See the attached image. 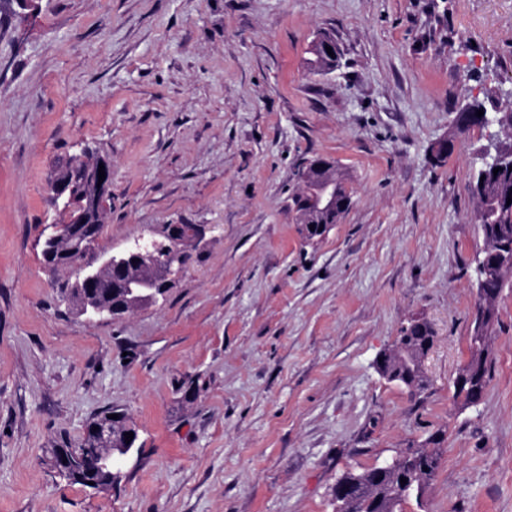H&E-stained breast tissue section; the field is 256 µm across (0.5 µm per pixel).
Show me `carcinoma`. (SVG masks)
I'll use <instances>...</instances> for the list:
<instances>
[{
  "label": "carcinoma",
  "instance_id": "1",
  "mask_svg": "<svg viewBox=\"0 0 512 512\" xmlns=\"http://www.w3.org/2000/svg\"><path fill=\"white\" fill-rule=\"evenodd\" d=\"M306 59L308 69L321 73L332 69V59L322 55L316 42H311ZM486 110L484 103L474 101L463 107L459 115L462 128L479 125L476 112ZM325 160L316 159L307 163L298 171L299 179L304 184V190L291 199V208L295 212L296 222L301 224L311 218L323 224L336 223V211L340 205L350 199V193L345 186L342 173H336V197L329 198L324 190V183L313 174V167L323 164ZM475 192L477 195V219L483 233L486 246L499 250L504 254L512 251L505 245L512 244V208L500 205L501 200L512 197V170L504 169L494 176H484V168H479L475 175ZM77 209H87L92 213H101L107 218V210H97V199L88 187L78 191L75 199ZM103 225L70 224L67 214L61 213L60 230L46 242L41 251L42 258L52 253L59 257L72 244L85 234L93 231L102 232ZM184 260V255L178 244L164 240V247L159 253V265L167 266ZM479 275L486 279L485 293L488 296V315L491 322L483 324L479 329H473L470 336V354L466 369L472 370L471 384L486 389L492 370L493 355V326L496 313L491 301L505 288H512V264L502 261L499 265H491ZM151 275L147 272L134 270L127 272L119 270L106 273L105 279L99 285L103 291L112 294V302L121 301L130 287V283L138 284L137 293L140 296L138 309L150 306V290L147 283ZM434 332L426 320L419 323L407 322V327L399 330L394 348L389 350L387 372L393 375L391 382L405 388L409 394L423 392L428 386V380L423 376L421 360L426 351L432 347L431 336ZM129 423V418L123 412L112 422V447L88 448L83 455V463L88 467L96 466L103 455L120 456L129 452L124 447L122 434ZM443 442L440 431L430 435L425 443L417 448H408L400 455L393 466L381 471L373 468L361 473L346 472L342 478L357 486L358 494L344 501L341 512H403L404 505L411 500L421 502L426 486L433 479L439 466V446ZM405 482H400V478Z\"/></svg>",
  "mask_w": 512,
  "mask_h": 512
}]
</instances>
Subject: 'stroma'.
I'll return each instance as SVG.
<instances>
[{"label":"stroma","instance_id":"obj_1","mask_svg":"<svg viewBox=\"0 0 512 512\" xmlns=\"http://www.w3.org/2000/svg\"><path fill=\"white\" fill-rule=\"evenodd\" d=\"M323 31L343 65L313 75ZM489 96L512 110V0L0 12V512H334L344 471L437 431L425 504L404 512H512V288L482 400L453 398L485 246L473 174L481 148L512 142L456 115ZM85 146L112 165L100 250L208 228L165 301L93 325L59 305L41 256L60 220L50 173ZM315 157L352 205L309 244L288 204ZM414 317L435 332L415 397L376 369ZM112 408L140 448L119 481L55 476L47 449Z\"/></svg>","mask_w":512,"mask_h":512}]
</instances>
